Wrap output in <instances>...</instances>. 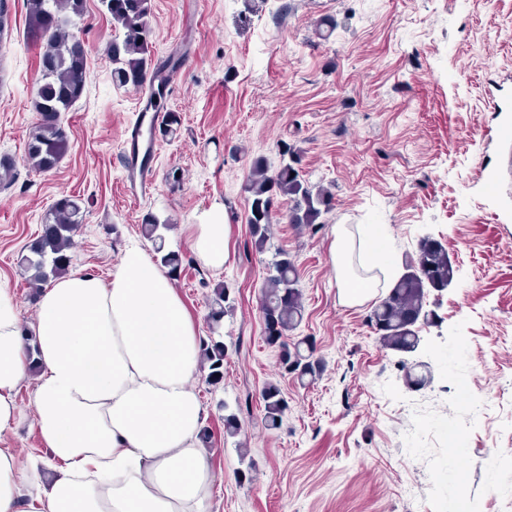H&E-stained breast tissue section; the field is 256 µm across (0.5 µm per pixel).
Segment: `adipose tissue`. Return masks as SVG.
<instances>
[{"label":"adipose tissue","mask_w":512,"mask_h":512,"mask_svg":"<svg viewBox=\"0 0 512 512\" xmlns=\"http://www.w3.org/2000/svg\"><path fill=\"white\" fill-rule=\"evenodd\" d=\"M225 230L212 211L191 225V250L223 267ZM37 307L23 333L0 287V512H206L205 414L187 385L199 338L170 277L132 243L109 280L62 277ZM33 358V424L52 457L43 473L4 445L25 418L16 397Z\"/></svg>","instance_id":"ef3b65f1"}]
</instances>
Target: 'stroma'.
Returning <instances> with one entry per match:
<instances>
[{"mask_svg":"<svg viewBox=\"0 0 512 512\" xmlns=\"http://www.w3.org/2000/svg\"><path fill=\"white\" fill-rule=\"evenodd\" d=\"M0 41V281L30 328L37 302L21 258L62 196L83 222L70 272L109 278L147 213L169 219L168 249L182 252L174 286L199 337L224 341V379L199 369L189 384L205 410L213 474L207 512H512V0H151L149 56L186 63L166 98L175 134L155 136L151 188L124 191V129L143 91L112 81L106 48L119 31L101 0H84L70 29L87 48L84 96L61 121L70 146L56 169L30 168L38 122L39 50L27 34V0H9ZM336 29L321 38L317 22ZM328 189L317 229L289 223L278 198L273 246L294 258L304 317L325 364L303 386L280 367L262 333L260 298L271 252L252 247L244 185L254 160L280 162ZM181 171L180 182L168 177ZM226 221L229 258L215 268L192 253L185 224L214 209ZM386 229L388 245L355 268L375 273L377 297L424 240L441 242L456 269L431 290L418 359L431 383L406 388L398 354L367 317L372 302L344 304L332 260L336 225ZM227 285L235 309L210 331L208 298ZM276 383L288 402L267 429L261 393ZM235 414L241 435H224Z\"/></svg>","mask_w":512,"mask_h":512,"instance_id":"stroma-1","label":"stroma"}]
</instances>
